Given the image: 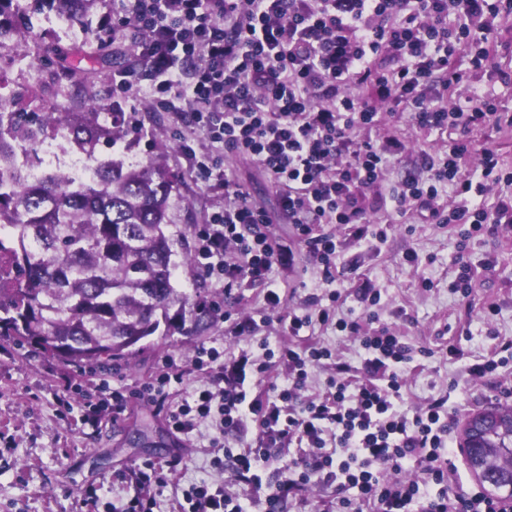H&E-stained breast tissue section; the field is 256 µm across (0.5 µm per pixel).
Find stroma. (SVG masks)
<instances>
[{
  "mask_svg": "<svg viewBox=\"0 0 512 512\" xmlns=\"http://www.w3.org/2000/svg\"><path fill=\"white\" fill-rule=\"evenodd\" d=\"M111 10L112 0H96L89 18L62 27L45 11L16 13L18 34L0 58V75L13 92L37 91L43 106L72 112L83 106L74 95L76 84L84 82L88 70H96V79L87 84L88 96L105 100L113 111L135 113L143 123L142 134L125 149V156L157 158L174 181L167 231L177 239L179 255L187 259L176 271L179 287L205 304H218L222 313L201 335L154 337V349L148 355L89 371V378L131 389L172 356L190 371L170 397L172 403H179L205 379L203 372L193 368L199 345L221 348L228 359L243 349L259 353L260 337L234 336L223 316L261 319L263 294L274 287L297 312L332 304L338 316L362 319L363 331L387 328L417 350V367L408 374L403 389L407 405L417 406L444 394L449 413L462 419L503 402L504 391L512 388V361L478 381L467 368L496 351L503 341L512 340V223L484 225L481 232L464 240L458 225L435 223L425 205L399 214L390 201L381 199L371 216L386 232L379 249L355 239L349 227L335 226L334 281L323 282L316 261L304 254L292 268L276 267L265 278L248 282L242 299L226 296L223 284L205 279L192 260L197 228L224 206L223 189L197 178L178 147L182 138L191 136L198 148L208 149L205 136L193 131L188 118L152 107L145 94L152 78L144 70L129 78L123 67L87 57L60 79L57 65L44 60L48 46L71 55L97 39H111V30L99 27L100 18ZM124 78L132 92L117 91L115 80ZM482 94L493 95L499 111L512 113V18L499 27L487 69L474 72L453 96L463 100ZM376 107L385 120L377 137L395 134L406 146L400 162L389 168L388 182L419 173L421 152L443 151L440 138L416 131L403 109L381 101ZM471 141L467 168H476L482 150L492 146L502 167L512 170V132L486 125L472 133ZM224 164L253 202L268 213L270 235L283 244L294 242L295 230L283 219L276 189L263 170L231 150L225 151ZM464 264L471 269L466 287L457 281ZM362 288L381 294L374 308L375 321L362 318L358 300ZM334 291L341 295L335 304L329 300ZM76 372V367L60 365L29 346L0 340V512H90L86 500L92 492L102 503L99 512H123L133 494L135 467L146 459L163 463L175 455L182 459V478L179 484L154 488V512H175L184 489L201 481L220 478L228 492L238 491L232 471L221 473L212 465L215 430L203 425L191 435H174L164 416L140 400L130 402L117 421L94 422L82 391L63 388L65 378Z\"/></svg>",
  "mask_w": 512,
  "mask_h": 512,
  "instance_id": "1",
  "label": "stroma"
}]
</instances>
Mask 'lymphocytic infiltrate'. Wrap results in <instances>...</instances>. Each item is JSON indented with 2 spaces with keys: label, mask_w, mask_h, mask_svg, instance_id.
Segmentation results:
<instances>
[{
  "label": "lymphocytic infiltrate",
  "mask_w": 512,
  "mask_h": 512,
  "mask_svg": "<svg viewBox=\"0 0 512 512\" xmlns=\"http://www.w3.org/2000/svg\"><path fill=\"white\" fill-rule=\"evenodd\" d=\"M504 14H512V0H119L112 21L137 30L131 48L153 78L148 96L166 111L190 113L210 143L255 160L297 231L295 246L274 243L266 212L227 176L220 155L183 142L198 178L224 189L223 209L196 233L198 269L229 291L273 266H294L303 248L317 258L322 281H332V225H352L369 243L383 237L369 219L368 193L375 189L387 190L402 214L430 205L440 224L477 230L512 220V199L492 209L474 201L485 180L512 184L496 149H483L475 170L463 167L473 130L489 122L511 130L512 114L499 111L490 95L448 104L453 87L488 63ZM462 54L464 69L455 65ZM182 63L193 70L191 84L181 79ZM378 99L406 104L419 131L448 137L441 156L422 154L426 178L386 185L404 144L394 136L369 138L382 122ZM450 186L457 199L441 205ZM263 301L284 331L275 341L260 339L262 356L245 351L228 366L223 351L202 345L194 364L209 379L188 402H169L172 387L184 382L170 360L136 394L163 411L177 434L192 433L214 412L220 434L256 433L247 447L225 448L213 461L219 469L231 464L241 493L195 484L178 512H249L271 449L291 445L298 455L280 467L266 512H278L313 483L339 494L341 512H512V498L456 489L448 398L406 406L401 389L414 351L398 336L384 329L361 334L357 321L336 318L329 308L315 315L284 311L272 289ZM316 323L358 336L360 372L310 336ZM327 361L333 376L326 394L294 407L310 370ZM180 464L143 461L123 512H154L153 487L179 480ZM402 470L413 478L396 479Z\"/></svg>",
  "instance_id": "1"
}]
</instances>
